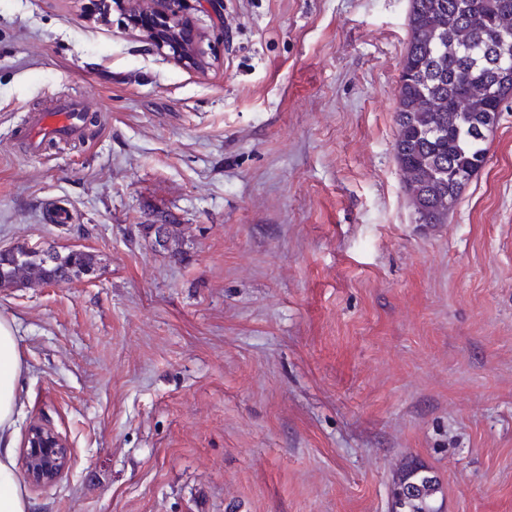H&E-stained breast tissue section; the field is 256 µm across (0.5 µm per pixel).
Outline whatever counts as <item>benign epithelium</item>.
<instances>
[{
  "label": "benign epithelium",
  "mask_w": 512,
  "mask_h": 512,
  "mask_svg": "<svg viewBox=\"0 0 512 512\" xmlns=\"http://www.w3.org/2000/svg\"><path fill=\"white\" fill-rule=\"evenodd\" d=\"M130 24L161 53L191 68L208 66L207 35L199 14L209 17L212 29L224 30V0H118ZM26 482L35 490L59 483L69 469L71 448L46 421L29 424L20 448Z\"/></svg>",
  "instance_id": "1"
}]
</instances>
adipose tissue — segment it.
<instances>
[{
    "label": "adipose tissue",
    "mask_w": 512,
    "mask_h": 512,
    "mask_svg": "<svg viewBox=\"0 0 512 512\" xmlns=\"http://www.w3.org/2000/svg\"><path fill=\"white\" fill-rule=\"evenodd\" d=\"M23 370L17 330L13 321L0 317V512H31L12 453L16 409L21 401Z\"/></svg>",
    "instance_id": "adipose-tissue-1"
}]
</instances>
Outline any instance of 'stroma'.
Wrapping results in <instances>:
<instances>
[{
	"label": "stroma",
	"instance_id": "stroma-1",
	"mask_svg": "<svg viewBox=\"0 0 512 512\" xmlns=\"http://www.w3.org/2000/svg\"><path fill=\"white\" fill-rule=\"evenodd\" d=\"M90 4L0 0V248L99 259L0 288L17 430L72 449L33 512H392L410 466L442 512H512V99L447 223L418 224L409 0H224L203 70ZM79 97L95 136L32 149Z\"/></svg>",
	"mask_w": 512,
	"mask_h": 512
}]
</instances>
